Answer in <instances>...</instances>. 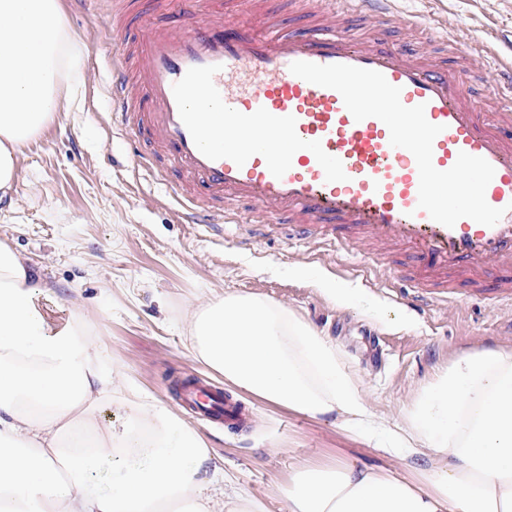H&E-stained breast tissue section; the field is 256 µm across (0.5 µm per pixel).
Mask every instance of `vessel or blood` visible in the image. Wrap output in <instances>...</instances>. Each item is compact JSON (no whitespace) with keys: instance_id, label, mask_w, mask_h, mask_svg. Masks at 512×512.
I'll return each instance as SVG.
<instances>
[{"instance_id":"b4317fda","label":"vessel or blood","mask_w":512,"mask_h":512,"mask_svg":"<svg viewBox=\"0 0 512 512\" xmlns=\"http://www.w3.org/2000/svg\"><path fill=\"white\" fill-rule=\"evenodd\" d=\"M176 2L171 21L143 17L131 29L124 20L134 0H116L110 95L134 162L148 167L167 156L183 173L187 223L220 224L225 201L247 203L259 214L255 238L289 224L298 239L370 249L379 263L387 250L412 251L421 263L409 279L422 304L456 299L463 287L512 303V113L487 120L455 68L377 36L394 0H330L301 31L270 15L225 22L212 0ZM353 21L370 38L353 39ZM296 61L378 71L400 87L404 106L424 105L442 128L434 167L450 169L462 152L487 160L495 174L485 198L503 209L500 221L462 218L449 228L431 219L418 207L413 154L391 145L381 120H355L336 90L292 74ZM495 72L491 95L512 102V63ZM184 393L214 420L247 418L244 407L199 385Z\"/></svg>"}]
</instances>
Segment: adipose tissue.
<instances>
[{
    "instance_id": "obj_1",
    "label": "adipose tissue",
    "mask_w": 512,
    "mask_h": 512,
    "mask_svg": "<svg viewBox=\"0 0 512 512\" xmlns=\"http://www.w3.org/2000/svg\"><path fill=\"white\" fill-rule=\"evenodd\" d=\"M73 38L60 0H0V193L17 157L52 117ZM27 259L0 240V512H259L226 497L203 439L137 388L115 386L87 317L50 326ZM192 351L226 382L314 420L336 418L412 461L394 475L340 461L299 465L287 512H512V349L461 356L419 391L402 421L376 417L335 342L288 308L227 294L196 309ZM124 411L102 424L106 406ZM112 463V484L94 473Z\"/></svg>"
}]
</instances>
